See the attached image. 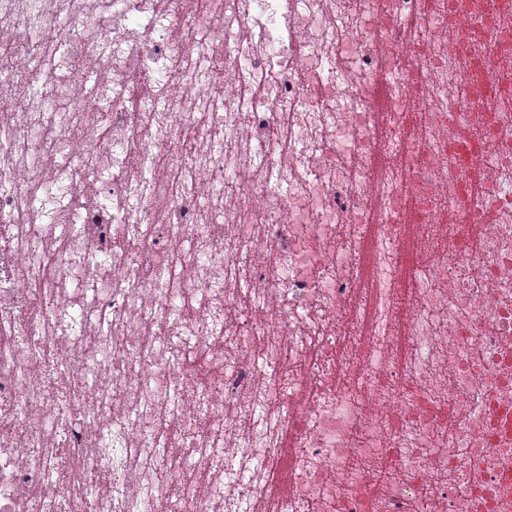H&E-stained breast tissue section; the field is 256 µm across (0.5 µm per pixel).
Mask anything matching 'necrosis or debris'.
Listing matches in <instances>:
<instances>
[{"mask_svg":"<svg viewBox=\"0 0 512 512\" xmlns=\"http://www.w3.org/2000/svg\"><path fill=\"white\" fill-rule=\"evenodd\" d=\"M493 27L512 0H0V80L25 101L0 114V512H266L286 430L275 512H512V42ZM387 73L407 149L376 170ZM474 211L496 217L478 239ZM365 224L383 289L359 331Z\"/></svg>","mask_w":512,"mask_h":512,"instance_id":"4bbe7bcc","label":"necrosis or debris"}]
</instances>
